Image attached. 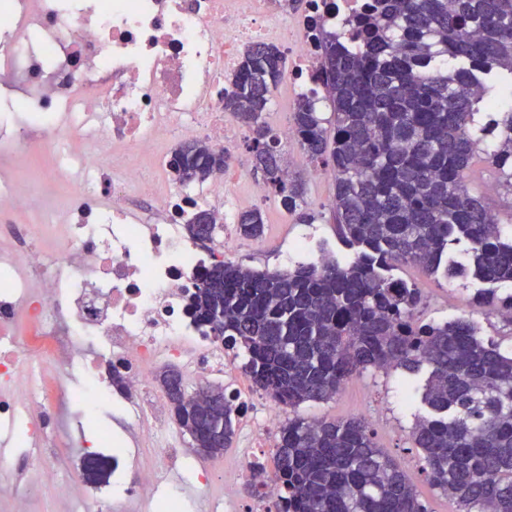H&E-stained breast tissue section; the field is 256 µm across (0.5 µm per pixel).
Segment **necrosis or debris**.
Wrapping results in <instances>:
<instances>
[{
  "mask_svg": "<svg viewBox=\"0 0 512 512\" xmlns=\"http://www.w3.org/2000/svg\"><path fill=\"white\" fill-rule=\"evenodd\" d=\"M362 0H0V85L15 94L0 121L13 143L60 153L58 173L72 181L58 218L62 243L31 245L16 218L26 207L0 179V430L31 450L65 427L64 400L93 403L68 377L113 386L122 424L137 447L158 448L122 499L146 494L156 512H278L279 482L257 473L259 449L281 434L279 403L256 402L240 382L222 339L187 312L204 272L235 258L242 245L233 217L245 207L244 166L213 174L196 191L176 182L169 162L183 140L232 154L239 128L224 115V87L240 55L256 43L280 47L288 81L317 86L322 62L311 26L344 23ZM209 206L222 234L196 241L185 225ZM27 318V338L16 334ZM179 366L193 380L223 379L241 418L245 450L224 495L210 470L194 465L160 399L144 400L153 371ZM39 413L31 426V413ZM260 479L241 500L238 485Z\"/></svg>",
  "mask_w": 512,
  "mask_h": 512,
  "instance_id": "4bbe7bcc",
  "label": "necrosis or debris"
}]
</instances>
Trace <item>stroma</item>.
<instances>
[{"mask_svg":"<svg viewBox=\"0 0 512 512\" xmlns=\"http://www.w3.org/2000/svg\"><path fill=\"white\" fill-rule=\"evenodd\" d=\"M30 154V166L15 173L18 191L34 201L32 208L21 214L20 219L26 224H50L54 222L56 212L66 207L69 189L54 175L53 160L47 152L34 145ZM284 158L288 169L304 184L303 208L314 215L315 221L311 224L298 223L296 216L281 207L273 192H266L255 206L263 213V236L269 239L270 244L262 254L238 258L239 263L257 271L293 269L298 257L294 254L282 256L276 244L281 237H301L312 246L324 242L333 251L340 253L344 250L336 236L330 210L335 184L333 171L328 167H313L295 141L285 148ZM467 184L473 193L485 195L489 208L500 223L512 222V197L498 190V173L484 155H477L474 159ZM394 275L421 289L424 304L419 316L423 321L441 323L461 315L472 316L486 338L498 342L502 351H512V325H507L494 308H479L473 304L474 297L483 288L482 282L471 278L448 280L413 265L396 267ZM414 412V407L406 401L405 381L401 373L391 370L366 372L347 382L334 399L308 402L294 410L285 407L281 415L286 419L297 415L365 419L375 433L378 446L408 474L428 512H458L456 503L444 493L432 489L420 472L419 453L410 441ZM80 462L81 456L70 447L68 436L59 437L56 446L48 449L42 457V468L53 471L58 481L56 493L45 495L38 492L35 485H19V475L32 472L33 466L22 449L12 448L8 458L0 462V512H11L13 499L22 494L29 499L30 512H75L76 504L69 495L66 473L69 466Z\"/></svg>","mask_w":512,"mask_h":512,"instance_id":"stroma-1","label":"stroma"}]
</instances>
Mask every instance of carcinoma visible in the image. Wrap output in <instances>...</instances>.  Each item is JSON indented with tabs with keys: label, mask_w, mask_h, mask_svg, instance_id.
Returning <instances> with one entry per match:
<instances>
[{
	"label": "carcinoma",
	"mask_w": 512,
	"mask_h": 512,
	"mask_svg": "<svg viewBox=\"0 0 512 512\" xmlns=\"http://www.w3.org/2000/svg\"><path fill=\"white\" fill-rule=\"evenodd\" d=\"M314 39L324 93L300 94L293 122L309 159L335 174L336 234L353 255L285 272L218 263L202 276L190 311L243 349L253 382L293 409L334 398L368 371L426 374L427 412L410 432L421 474L460 512H512V353L484 341L468 318L422 321L420 289L392 275L407 263L449 279L512 284V229L466 185L482 152L512 194V0H365L349 27L322 20ZM284 72L277 47H248L224 90V111L252 131L248 148L264 187L294 213L304 189L285 180L280 139L264 120ZM321 99L333 120L317 111ZM228 165L202 142L181 146L170 161L187 185ZM202 220L200 212L187 224L194 239L217 228ZM237 224L245 237L264 231L258 210L239 213ZM476 305L512 325L511 291L488 289ZM201 390L224 409L206 414L176 397L170 410L193 447L222 455L236 407L222 386ZM94 458L84 480L108 483L111 457ZM274 473L282 512H428L359 418L288 420Z\"/></svg>",
	"instance_id": "obj_1"
}]
</instances>
